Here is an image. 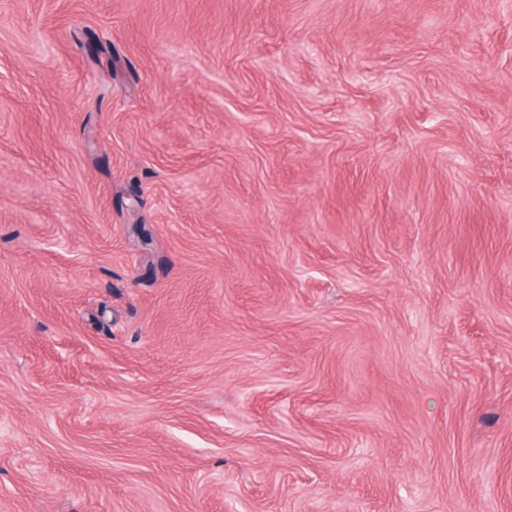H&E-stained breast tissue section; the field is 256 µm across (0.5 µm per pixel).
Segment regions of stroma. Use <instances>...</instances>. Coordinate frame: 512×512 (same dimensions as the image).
Returning <instances> with one entry per match:
<instances>
[{"label": "stroma", "instance_id": "35a3bbf8", "mask_svg": "<svg viewBox=\"0 0 512 512\" xmlns=\"http://www.w3.org/2000/svg\"><path fill=\"white\" fill-rule=\"evenodd\" d=\"M0 512H512V0H0Z\"/></svg>", "mask_w": 512, "mask_h": 512}]
</instances>
